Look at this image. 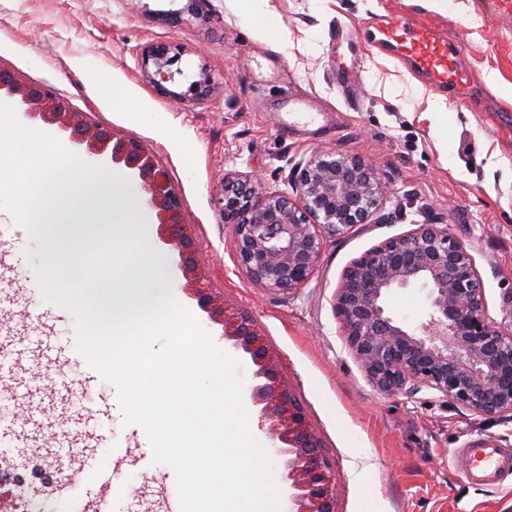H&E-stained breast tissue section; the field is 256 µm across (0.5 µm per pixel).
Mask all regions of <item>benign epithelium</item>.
<instances>
[{
  "label": "benign epithelium",
  "mask_w": 512,
  "mask_h": 512,
  "mask_svg": "<svg viewBox=\"0 0 512 512\" xmlns=\"http://www.w3.org/2000/svg\"><path fill=\"white\" fill-rule=\"evenodd\" d=\"M140 60L162 95L185 102L184 94L163 85L165 69L173 62L167 46L144 47ZM3 89L25 117L69 133L89 161H108L139 178L155 212L158 241L177 255L186 290L210 322L222 327V337L255 366L250 398L280 462L278 488L288 499L289 512H336V481L306 410L254 319L209 287L167 172L140 141L72 110L47 88L0 73ZM291 188L290 194L268 192L248 181L224 179L238 269L265 288L305 287L319 266L325 238L367 223L381 195L371 163L328 150L312 153L299 165ZM417 285L429 289V312L410 330L392 316L389 298ZM334 309L346 345L380 392L426 387L487 417L512 414V330L489 318L475 259L448 228L418 224L352 261L343 272Z\"/></svg>",
  "instance_id": "obj_1"
}]
</instances>
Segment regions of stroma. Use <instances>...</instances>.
Wrapping results in <instances>:
<instances>
[{"instance_id":"stroma-1","label":"stroma","mask_w":512,"mask_h":512,"mask_svg":"<svg viewBox=\"0 0 512 512\" xmlns=\"http://www.w3.org/2000/svg\"><path fill=\"white\" fill-rule=\"evenodd\" d=\"M453 13L428 0H269L288 41L278 49L243 17L236 0H0V70L42 85L97 123L142 141L183 199L211 288L251 315L278 356L290 386L321 438L339 493L336 512H512V475L478 485L456 468L457 448L492 438L512 448V418L488 419L456 407L432 389L386 395L366 378L341 335L334 298L346 267L382 241L417 224L447 226L474 256L491 320L512 327V19L492 0H457ZM408 13L466 48L484 95L482 109H448L439 126L423 114L439 91L393 54L355 37L373 19ZM169 47L170 89L186 96L200 73L211 80L201 101L176 104L145 76L140 48ZM352 71L359 90L344 95L333 74ZM423 88L416 97L415 88ZM151 108L157 121L115 107L113 89ZM315 97L329 127L284 132L278 101ZM316 150L372 162L385 194L368 223L327 238L320 265L303 288L251 283L236 265L221 186L233 175L263 190L286 191L299 163ZM398 322L416 328L428 291H396ZM26 390L25 438L0 444V457L26 482L39 471L30 446L54 449L64 407L91 394L112 415V512H168L177 498L172 467L153 460L146 435L126 422L118 383L84 364L62 366L30 345L15 371Z\"/></svg>"}]
</instances>
